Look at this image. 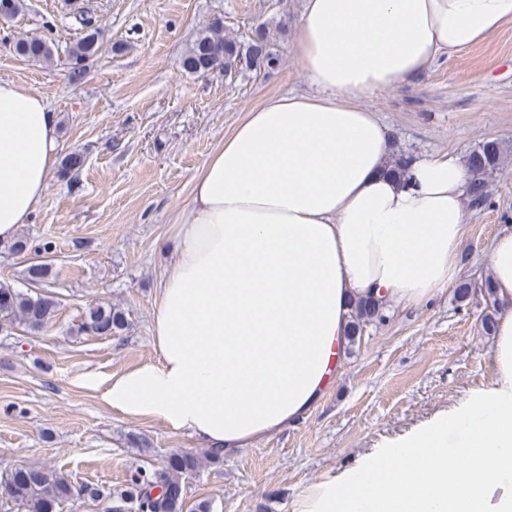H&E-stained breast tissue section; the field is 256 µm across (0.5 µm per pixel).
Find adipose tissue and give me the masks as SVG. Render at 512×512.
<instances>
[{
	"label": "adipose tissue",
	"instance_id": "obj_1",
	"mask_svg": "<svg viewBox=\"0 0 512 512\" xmlns=\"http://www.w3.org/2000/svg\"><path fill=\"white\" fill-rule=\"evenodd\" d=\"M511 20L512 0H304L293 49L309 92L248 112L194 176L155 305L159 358L108 378L103 400L227 454L318 404L349 345L351 300L419 305L454 284L466 166L430 154L388 174L391 135L358 101ZM58 151L43 97L0 80V242L32 218ZM488 266L492 385L303 512H512V230Z\"/></svg>",
	"mask_w": 512,
	"mask_h": 512
}]
</instances>
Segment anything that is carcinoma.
<instances>
[{"instance_id": "carcinoma-1", "label": "carcinoma", "mask_w": 512, "mask_h": 512, "mask_svg": "<svg viewBox=\"0 0 512 512\" xmlns=\"http://www.w3.org/2000/svg\"><path fill=\"white\" fill-rule=\"evenodd\" d=\"M76 21L82 30V36L69 47L67 52L68 80L77 82L89 72L90 66L99 54L103 44V26L97 17L86 8L77 12ZM16 55L34 61H49L53 50L41 37L17 39L13 44ZM224 59V73L233 79L245 68L272 69L278 62V54L269 37L266 24L260 23L251 31V36L237 39L224 35L223 26L213 23L198 32L188 47L183 68L194 74H202ZM503 160V147L500 142L487 140L472 151L466 165L470 174L467 189L468 204L476 208L489 202L490 178L499 170ZM85 164L81 152H72L64 160L61 175L67 176ZM27 281L40 286L50 275V266L45 262L31 263L27 268ZM483 295L494 310L488 312L482 326L489 333L495 328L497 306L491 276H486L476 285L470 279L456 283L454 297L465 301L475 293ZM58 301L49 296H32L23 293L6 283H0V319L11 326L18 322L31 331L45 328L57 311ZM384 320L383 311L367 301L355 302L351 309L347 335L355 342L363 328L373 322ZM126 318L112 306L97 305L89 309L81 323V332L94 336H110L124 329ZM198 465V459L188 454L171 455L160 471L139 469L129 478V490L126 499L137 503L139 512H182L184 480ZM98 499L102 493L88 486L75 488L72 482L55 469L29 465L25 473L17 476L13 473L0 479V497L12 502L24 512H58V508L75 493Z\"/></svg>"}]
</instances>
